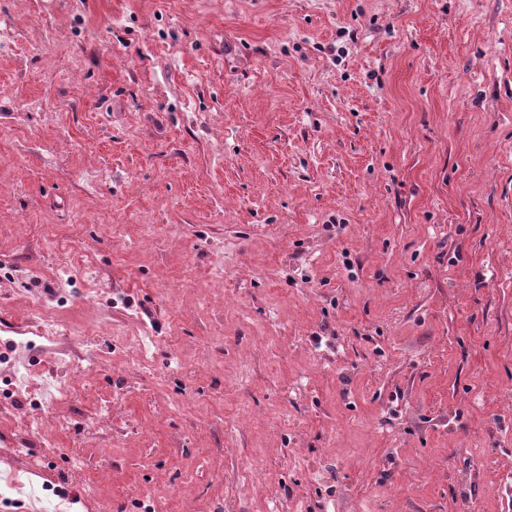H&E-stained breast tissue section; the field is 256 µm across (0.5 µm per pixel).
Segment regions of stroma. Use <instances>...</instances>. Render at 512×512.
<instances>
[{
    "label": "stroma",
    "instance_id": "35a3bbf8",
    "mask_svg": "<svg viewBox=\"0 0 512 512\" xmlns=\"http://www.w3.org/2000/svg\"><path fill=\"white\" fill-rule=\"evenodd\" d=\"M0 512H512V0H0ZM39 430L26 435L24 423ZM25 334H35L43 338L50 345H59L67 341H79L85 336H71L73 333L64 323L44 319L42 317L32 319L29 329L22 330Z\"/></svg>",
    "mask_w": 512,
    "mask_h": 512
}]
</instances>
